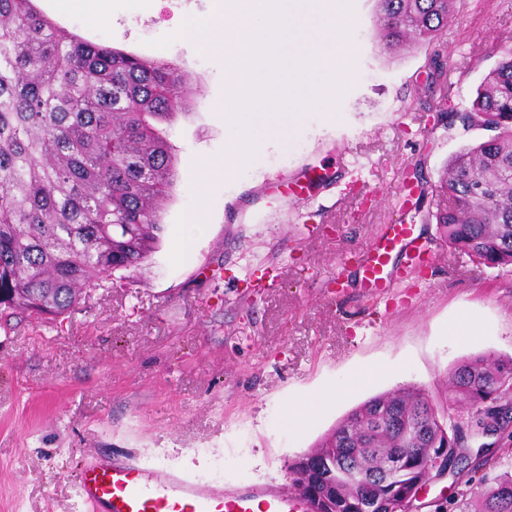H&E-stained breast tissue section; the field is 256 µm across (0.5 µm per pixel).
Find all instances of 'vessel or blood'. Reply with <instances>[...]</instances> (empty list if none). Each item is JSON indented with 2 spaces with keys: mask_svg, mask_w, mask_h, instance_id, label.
<instances>
[{
  "mask_svg": "<svg viewBox=\"0 0 512 512\" xmlns=\"http://www.w3.org/2000/svg\"><path fill=\"white\" fill-rule=\"evenodd\" d=\"M418 256L419 245L408 225L388 224L361 260L364 287H390L392 254ZM78 494L90 512H305L299 497L273 489L229 493L187 478L145 470L121 461L86 466Z\"/></svg>",
  "mask_w": 512,
  "mask_h": 512,
  "instance_id": "1",
  "label": "vessel or blood"
}]
</instances>
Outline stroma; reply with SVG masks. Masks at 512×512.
Returning <instances> with one entry per match:
<instances>
[{
  "label": "stroma",
  "mask_w": 512,
  "mask_h": 512,
  "mask_svg": "<svg viewBox=\"0 0 512 512\" xmlns=\"http://www.w3.org/2000/svg\"><path fill=\"white\" fill-rule=\"evenodd\" d=\"M56 2L34 5L85 39L174 63L195 93L165 128L177 180L160 249L61 325L0 330V512H86L77 477L112 458L286 491L299 456L403 387L469 417L448 377L469 358L512 357V267L478 266L440 239L431 190L452 156L490 133L439 110L469 107L512 47V0H457L437 39L399 53L383 45L376 0H351L355 50L336 120L307 113L292 141L266 142L232 179L212 175L203 199L199 162L223 157L227 138L224 62L194 40L151 42L220 17L224 0H101L99 25ZM416 169L429 193L411 207ZM200 201L204 227L172 266L176 220ZM393 223L409 225L428 263L410 277L393 256V286L377 293L362 287L359 262ZM464 317L474 334L456 330ZM329 388L335 402L310 425L288 414L289 401Z\"/></svg>",
  "instance_id": "1"
}]
</instances>
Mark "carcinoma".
<instances>
[{"mask_svg": "<svg viewBox=\"0 0 512 512\" xmlns=\"http://www.w3.org/2000/svg\"><path fill=\"white\" fill-rule=\"evenodd\" d=\"M386 49L431 40L454 0H377ZM194 89L173 64L87 40L36 10L33 0H0V319L57 321L114 288L159 249L162 211L176 159L162 135ZM495 135L448 162L437 208L441 240L487 268L512 266V49L480 84L471 108L448 111V125ZM120 276H115V273ZM452 398L472 410L450 430L428 395L403 388L371 398L340 421L320 448L336 474L297 460L299 498L336 488V512L381 504L393 486L410 491L430 478L424 459L448 449L459 464L471 443L512 435V358L478 356L448 379ZM402 458L398 480L386 463ZM476 494L447 512H512V474L475 476Z\"/></svg>", "mask_w": 512, "mask_h": 512, "instance_id": "carcinoma-1", "label": "carcinoma"}]
</instances>
